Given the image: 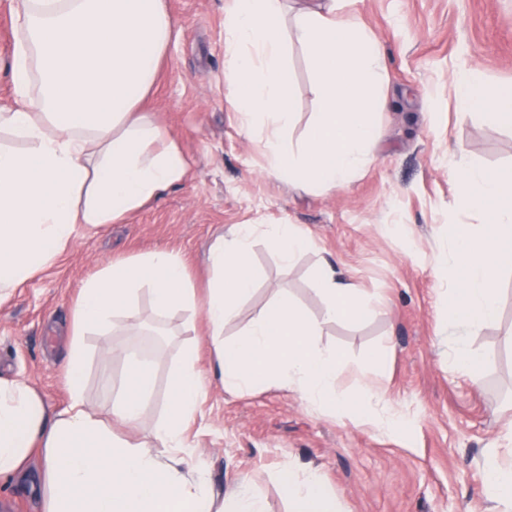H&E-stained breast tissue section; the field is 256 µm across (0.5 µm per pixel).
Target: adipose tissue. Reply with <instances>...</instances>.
<instances>
[{"mask_svg": "<svg viewBox=\"0 0 512 512\" xmlns=\"http://www.w3.org/2000/svg\"><path fill=\"white\" fill-rule=\"evenodd\" d=\"M14 39L8 55L12 101L0 104V300L52 264L78 230L120 221L188 175L189 163L140 105L177 35L167 0H10ZM296 36L316 77L317 110L307 137L294 126L288 38ZM386 69L384 53L337 0H228L224 14V84L242 127L257 134L271 172L290 184L345 185L372 163L375 137L369 97ZM463 109L479 107L486 123L512 127V88L474 71L459 79ZM456 205L477 209L479 232L448 228L435 267L450 280L445 306L458 330L454 364L479 376L471 336L494 318L499 280L512 269V174L453 167ZM262 237L283 263L309 245L294 224L235 225L214 237L211 279L198 296L182 261L165 250L112 261L84 285L72 314L64 373L69 403L50 411L22 380L0 375V478L14 479L33 454L42 460L43 512H264L249 478L217 500L185 452L186 431L203 379L195 348H185L167 376L168 402L151 441L118 435L140 423L152 393V365L130 354L110 418L84 397L83 338L142 325L136 297L148 289L157 313L201 310L215 372L228 391L276 385L308 404L353 422L377 418L393 430L400 418L378 391L346 396L336 389L343 357L320 344L324 324L368 314L356 283L319 275L321 319L289 298H274L241 336L224 326L255 286L252 242ZM167 456H158V449ZM292 512H336L317 472L285 479Z\"/></svg>", "mask_w": 512, "mask_h": 512, "instance_id": "adipose-tissue-1", "label": "adipose tissue"}]
</instances>
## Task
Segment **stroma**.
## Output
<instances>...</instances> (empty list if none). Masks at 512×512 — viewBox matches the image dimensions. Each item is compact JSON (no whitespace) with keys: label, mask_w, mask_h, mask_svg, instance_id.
Wrapping results in <instances>:
<instances>
[{"label":"stroma","mask_w":512,"mask_h":512,"mask_svg":"<svg viewBox=\"0 0 512 512\" xmlns=\"http://www.w3.org/2000/svg\"><path fill=\"white\" fill-rule=\"evenodd\" d=\"M339 7L386 55L384 99L371 107L372 164L333 188L291 186L271 173L225 98L224 0H168L178 37L142 108L187 157L188 176L124 220L79 231L51 266L0 302V375L25 380L51 409H63L72 313L90 277L113 260L163 248L200 291L217 233L235 224H296L312 246L290 265L255 240V287L225 325V339L238 337L283 293L321 318L317 271L330 260L369 307L362 321L326 324L319 338L344 355L338 388L351 395L370 384L406 428L355 425L275 385L226 392L211 373L202 313L158 316L143 291L138 307L148 330L113 338L156 371L135 436H147L161 417L168 370L192 345L204 396L186 453L216 493L230 495L247 475L266 512H288L283 476L313 470L341 512H488L485 456L493 450L512 463V272L500 276L497 317L470 339L482 363L476 380L448 363L455 345L443 306L448 284L434 269L449 225L475 231L483 223L479 212L457 208L449 160L512 170V129L490 127L477 114L461 117L457 82L471 69L512 86V0H339ZM288 65L297 113L290 136L297 142L309 131L316 95L293 38ZM83 341L87 403L106 417L124 360L103 356L95 334ZM39 480L35 457L23 478L0 482V512H41Z\"/></svg>","instance_id":"35a3bbf8"}]
</instances>
